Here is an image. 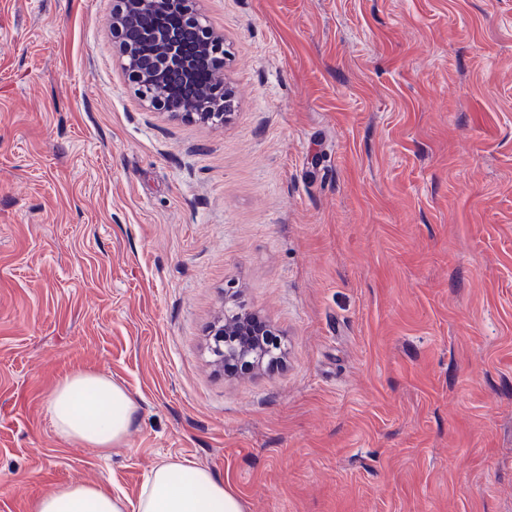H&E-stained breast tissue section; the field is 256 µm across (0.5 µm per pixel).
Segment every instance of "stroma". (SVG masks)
Masks as SVG:
<instances>
[{"instance_id": "obj_1", "label": "stroma", "mask_w": 512, "mask_h": 512, "mask_svg": "<svg viewBox=\"0 0 512 512\" xmlns=\"http://www.w3.org/2000/svg\"><path fill=\"white\" fill-rule=\"evenodd\" d=\"M115 0H0V512L189 459L245 512H512V0H198L229 123L145 104ZM286 341L230 375L224 301ZM135 403L108 452L44 402ZM44 409L60 437L105 452L123 444L136 407L112 380L76 372L56 385Z\"/></svg>"}]
</instances>
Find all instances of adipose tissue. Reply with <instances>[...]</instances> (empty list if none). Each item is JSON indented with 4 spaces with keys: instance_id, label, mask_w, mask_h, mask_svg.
Wrapping results in <instances>:
<instances>
[{
    "instance_id": "obj_1",
    "label": "adipose tissue",
    "mask_w": 512,
    "mask_h": 512,
    "mask_svg": "<svg viewBox=\"0 0 512 512\" xmlns=\"http://www.w3.org/2000/svg\"><path fill=\"white\" fill-rule=\"evenodd\" d=\"M44 409L62 438L108 451L123 444L136 407L124 388L89 372L63 378ZM36 512H244L230 479L186 459L157 465L136 501L71 482L41 497Z\"/></svg>"
}]
</instances>
